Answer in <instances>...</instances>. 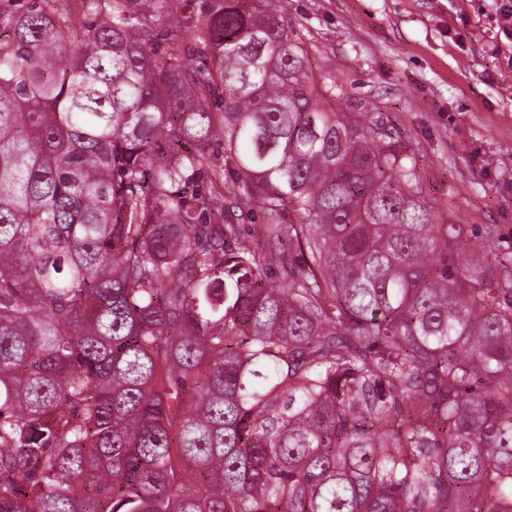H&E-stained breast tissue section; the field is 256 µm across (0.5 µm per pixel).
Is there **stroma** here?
Here are the masks:
<instances>
[{"instance_id":"35a3bbf8","label":"stroma","mask_w":512,"mask_h":512,"mask_svg":"<svg viewBox=\"0 0 512 512\" xmlns=\"http://www.w3.org/2000/svg\"><path fill=\"white\" fill-rule=\"evenodd\" d=\"M503 0H284L317 73L347 112L383 116L417 143L427 198L458 224L512 236V46Z\"/></svg>"}]
</instances>
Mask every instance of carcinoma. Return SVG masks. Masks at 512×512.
I'll return each instance as SVG.
<instances>
[{"mask_svg":"<svg viewBox=\"0 0 512 512\" xmlns=\"http://www.w3.org/2000/svg\"><path fill=\"white\" fill-rule=\"evenodd\" d=\"M14 2L0 512H512V240L282 0Z\"/></svg>","mask_w":512,"mask_h":512,"instance_id":"1","label":"carcinoma"}]
</instances>
